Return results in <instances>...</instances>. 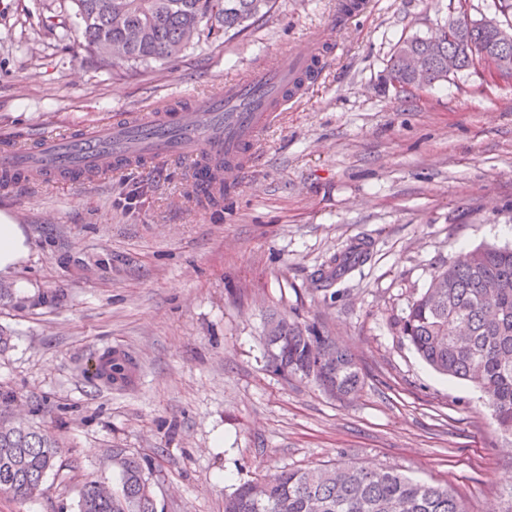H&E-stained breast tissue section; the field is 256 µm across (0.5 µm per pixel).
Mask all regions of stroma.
<instances>
[{
	"label": "stroma",
	"mask_w": 512,
	"mask_h": 512,
	"mask_svg": "<svg viewBox=\"0 0 512 512\" xmlns=\"http://www.w3.org/2000/svg\"><path fill=\"white\" fill-rule=\"evenodd\" d=\"M462 10L492 18L498 3L366 0L218 208L193 205L183 163L0 190L30 246L0 283L63 292L55 305H0L12 336L0 389L16 393L15 416L56 435L66 463L38 499L0 496V512H75L86 478L116 486V448L147 461L161 512H224L244 481L321 464L393 467L467 512H512V437L481 392L436 373L397 329L462 252L512 247V81L481 60L411 95L387 81L400 39L434 36ZM335 15L336 0H276L177 64L112 68L85 47L71 0H0V137L219 91ZM353 242L367 261L321 291V269ZM275 312L350 348L362 389L337 398L273 373L263 336ZM112 348L137 359L129 389L83 374Z\"/></svg>",
	"instance_id": "35a3bbf8"
}]
</instances>
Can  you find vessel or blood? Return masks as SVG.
<instances>
[{
    "label": "vessel or blood",
    "instance_id": "1",
    "mask_svg": "<svg viewBox=\"0 0 512 512\" xmlns=\"http://www.w3.org/2000/svg\"><path fill=\"white\" fill-rule=\"evenodd\" d=\"M332 44L327 32H318L303 47L225 82L220 93L192 97L184 106L167 101L82 133L0 142V184L79 185L120 173L137 158L148 164L187 159L193 199L200 210L215 208L239 185L281 109L318 77Z\"/></svg>",
    "mask_w": 512,
    "mask_h": 512
}]
</instances>
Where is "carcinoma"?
Wrapping results in <instances>:
<instances>
[{
    "label": "carcinoma",
    "instance_id": "cac0c4a2",
    "mask_svg": "<svg viewBox=\"0 0 512 512\" xmlns=\"http://www.w3.org/2000/svg\"><path fill=\"white\" fill-rule=\"evenodd\" d=\"M85 46L112 64L182 57L194 38L240 33L268 14L274 0H72ZM512 21H459L434 38L399 41L387 78L410 85L424 77L427 86L482 60L502 46L501 74L512 77ZM422 62L419 76L408 59ZM368 259L367 249L352 243L323 273L330 287L341 273ZM399 331L436 372L465 380L484 395L498 428L512 435V248H477L438 272L429 287L408 306ZM269 364L288 378L308 379L334 396L359 391L362 374L349 351L315 325L288 314L270 317L265 336ZM138 363L125 350L100 355L88 379L96 387L124 390L135 383ZM58 442L47 431L0 417V495L27 501L43 495L48 473L63 470ZM112 461L119 482L112 494L99 491L100 480L86 479L77 512H158L146 497V461L122 449ZM240 484L224 497V512H465L448 489L414 481L389 468L330 467L283 470Z\"/></svg>",
    "mask_w": 512,
    "mask_h": 512
}]
</instances>
